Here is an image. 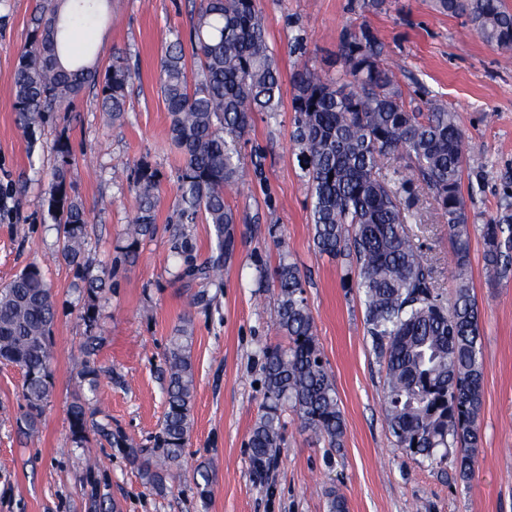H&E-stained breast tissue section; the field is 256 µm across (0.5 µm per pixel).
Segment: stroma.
<instances>
[{"label": "stroma", "instance_id": "obj_1", "mask_svg": "<svg viewBox=\"0 0 512 512\" xmlns=\"http://www.w3.org/2000/svg\"><path fill=\"white\" fill-rule=\"evenodd\" d=\"M196 0H104L73 41L76 56L93 52L100 66L126 56L133 76L123 121L100 111L85 91L70 112L28 137L15 121L13 74L39 0H0V286L37 264L55 293L53 389L38 437L17 430L25 406L23 373L0 364V512H327L328 488L342 493L349 512H512V274L488 272L482 224L512 198V60L484 42L464 18L439 13L433 0H384L379 11L362 0H260L267 39L282 77V104L274 116L255 114L240 142L241 176L226 200L237 212L236 247L212 303L191 305L192 291L174 276L168 218L178 201L173 172L180 162L169 141L167 106L160 92L166 46L188 41ZM369 26L384 44L387 63L401 67L399 83L413 106L435 103L456 112L464 139L482 144L468 154L461 190L472 224L470 278L480 309L484 384L481 444L470 481L397 448L382 408L383 369L366 333L362 296L346 260L321 254L313 242L311 200L290 134L291 75L303 65L333 72L344 31ZM73 159L68 181L90 212L87 246L96 271L111 275L100 302L101 340L85 350V297L74 269L59 255L47 212L52 170L61 142ZM147 162L160 173L153 236L126 264V227L138 208L125 170ZM410 225L437 271L444 296L452 244L448 227L427 194ZM288 256L301 272L323 361L346 422L340 451L317 442L297 416L282 414L284 441L274 467L256 479L247 446L263 402L266 350L287 345L273 324L274 270ZM193 330V430L181 467L165 493L142 480L122 449L89 432L85 447L71 441L68 405L86 359L100 370L91 396L95 422L110 424L149 444L165 411L163 352L182 319ZM209 465L212 483L201 497L192 479Z\"/></svg>", "mask_w": 512, "mask_h": 512}]
</instances>
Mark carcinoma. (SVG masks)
Returning a JSON list of instances; mask_svg holds the SVG:
<instances>
[{
	"label": "carcinoma",
	"mask_w": 512,
	"mask_h": 512,
	"mask_svg": "<svg viewBox=\"0 0 512 512\" xmlns=\"http://www.w3.org/2000/svg\"><path fill=\"white\" fill-rule=\"evenodd\" d=\"M61 0H43L31 19L29 39L14 73L17 124L32 136L56 112H68L87 88L97 90L100 110L112 121L127 110L132 74L126 59L112 57L105 70L79 61L61 63L70 52V27L97 12L94 0H74L66 16ZM450 15H465L488 44L512 51V12L504 0H436ZM376 34L367 26L345 33L341 70L331 76L307 65L291 78L294 112L291 140L311 198L313 241L319 252L344 257L358 270L367 336L385 367L383 405L396 445L430 465L444 464L470 479L480 447L484 365L479 312L471 296V228L461 192L465 149L457 116L433 104L406 103L395 71L382 59ZM193 67L181 42L167 46L160 63V90L167 104L170 138L181 154L175 169L179 189L171 251L181 264L176 277L200 285L192 298L208 307L207 286L219 281L235 249V214L226 190L240 177L238 145L253 114L278 111L281 82L267 42L257 0H198L193 15ZM62 165L52 174L48 212L60 228V256L76 271L85 295V320L98 328L105 278L85 256L89 214L68 191L65 166L71 151L62 143ZM405 162L411 176H381L386 160ZM139 198L129 225L124 258H136L140 241L153 233L157 169L140 162L131 169ZM420 191L448 224L453 296L439 291L433 266L406 229ZM213 226L211 254L198 261L191 226ZM489 272L512 270V204L481 227ZM279 290L275 311L288 348L267 353L264 403L248 440L253 474L262 479L282 444L281 415L290 410L329 448L342 446L345 419L321 356L314 320L303 297L300 270L280 260L272 275ZM57 300L40 268L31 264L0 287V363L24 372L25 410L16 419L28 437L39 432L52 389L51 330ZM190 320H182L164 350L166 411L159 435L144 446L104 425L95 428L110 446L122 448L139 466L145 484L162 492L168 467L179 465L192 432L195 388ZM96 391L99 369L86 360L80 372ZM89 398L69 407L71 441L88 442Z\"/></svg>",
	"instance_id": "1"
}]
</instances>
